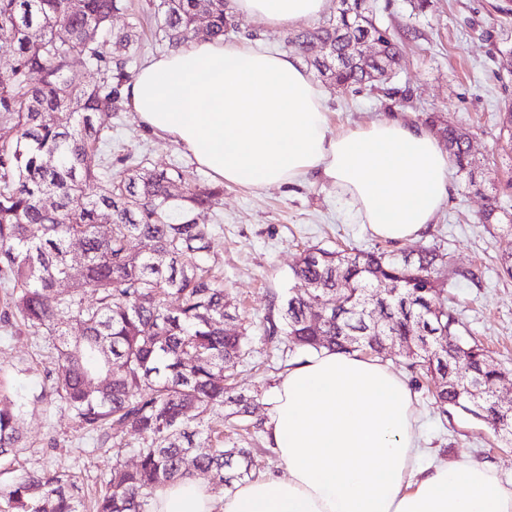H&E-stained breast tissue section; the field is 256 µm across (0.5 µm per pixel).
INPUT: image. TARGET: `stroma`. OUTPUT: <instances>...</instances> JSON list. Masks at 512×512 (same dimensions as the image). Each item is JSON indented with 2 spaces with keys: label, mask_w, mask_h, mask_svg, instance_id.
<instances>
[{
  "label": "stroma",
  "mask_w": 512,
  "mask_h": 512,
  "mask_svg": "<svg viewBox=\"0 0 512 512\" xmlns=\"http://www.w3.org/2000/svg\"><path fill=\"white\" fill-rule=\"evenodd\" d=\"M373 14L397 43L399 65L386 81L346 93L323 84L333 126L403 118L423 126L434 119L466 129L474 135L478 189L452 176L449 199L433 224L404 242L376 236L336 187L316 176L281 187L225 184L221 204L199 213L198 221L212 229V249L239 316L257 325L293 285L292 269L306 249L385 246L404 256L437 247L458 272L448 293L457 302L463 334L481 342L490 362L512 377V276L500 264L499 225L480 221L488 197L512 206V139L501 124L505 109L512 106V0H373ZM298 31L295 25L275 29L245 17L240 32L229 40L236 43L251 34L261 49L289 56ZM99 121L112 127L113 156L128 153L158 168L178 166L186 187L215 184V177L186 148L146 128L134 111L103 115ZM296 359L291 352L274 356L272 346L254 334L250 354L236 375L239 391L260 396L256 417L270 419L285 368ZM0 368L25 405L26 448L13 468L51 472L65 467L85 502H92L112 455L94 449L69 417L46 415L52 396L46 374L54 368L47 340L20 324L0 328ZM434 390L429 379L412 392L421 464L488 466L512 488V444L483 422L444 413Z\"/></svg>",
  "instance_id": "obj_1"
}]
</instances>
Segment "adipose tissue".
<instances>
[{
	"instance_id": "obj_1",
	"label": "adipose tissue",
	"mask_w": 512,
	"mask_h": 512,
	"mask_svg": "<svg viewBox=\"0 0 512 512\" xmlns=\"http://www.w3.org/2000/svg\"><path fill=\"white\" fill-rule=\"evenodd\" d=\"M234 2L279 27L319 18L329 0ZM128 93L143 125L216 178L265 188L318 175L384 239L419 237L449 195L448 153L429 130L394 119L333 132L322 89L295 58L196 42L147 63ZM268 431L284 476L219 501L201 483H177L158 492L154 512H512V488L490 468L418 467L410 389L368 356L296 361Z\"/></svg>"
}]
</instances>
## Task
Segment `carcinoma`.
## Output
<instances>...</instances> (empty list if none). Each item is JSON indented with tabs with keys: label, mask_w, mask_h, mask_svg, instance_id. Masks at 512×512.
I'll return each mask as SVG.
<instances>
[{
	"label": "carcinoma",
	"mask_w": 512,
	"mask_h": 512,
	"mask_svg": "<svg viewBox=\"0 0 512 512\" xmlns=\"http://www.w3.org/2000/svg\"><path fill=\"white\" fill-rule=\"evenodd\" d=\"M151 9L155 44L169 50L240 30L232 0H159ZM126 10L125 0H0V69L10 73L0 82V283L12 288L0 323L19 320L51 340L56 400L47 411L68 414L98 445L114 449L95 512H152L159 490L198 473L215 491H233L256 476L243 433L262 426L250 420L257 396L234 386L251 326L238 322L216 272L211 228L195 223V212L220 204L222 188L177 191L178 168L156 170L142 160L112 173V128L94 122L99 113L127 111V67L141 42L139 19L113 27ZM365 37L382 44L368 70L345 55ZM292 45L338 87L379 81L398 63L397 45L368 0H339L336 15ZM76 56L96 71L95 83L80 88L64 77ZM442 134L450 163L467 187L477 186L466 133L447 126ZM103 210L112 218L105 231ZM483 223L504 225L500 260L512 276V213L490 197ZM143 243L152 250L142 251ZM441 263L435 247L413 260L380 248L310 249L293 276L312 288L288 289L264 335L307 354L381 359L395 338L405 344L400 355L411 374L436 379L440 403L512 436V413L487 414L502 371L481 343L460 335L448 304L456 271L442 277ZM383 282L398 292L378 291ZM21 421L22 406L1 378V464L25 448ZM126 448L136 449L131 467L122 460ZM0 500L12 512L82 507L64 467L1 481Z\"/></svg>",
	"instance_id": "cac0c4a2"
}]
</instances>
